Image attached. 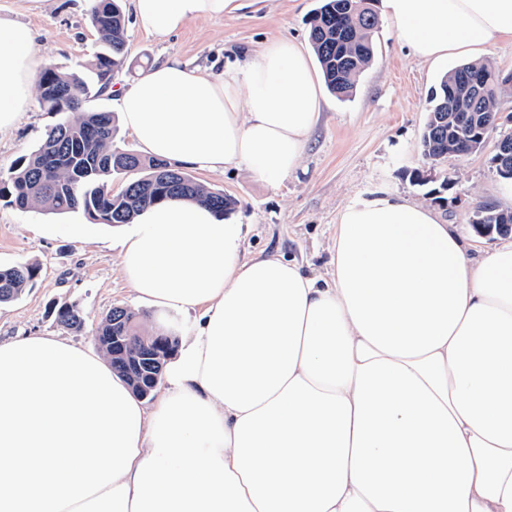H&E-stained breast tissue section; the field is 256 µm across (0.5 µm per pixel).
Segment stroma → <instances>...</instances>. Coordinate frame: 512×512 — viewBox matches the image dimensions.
Returning <instances> with one entry per match:
<instances>
[{
  "label": "stroma",
  "mask_w": 512,
  "mask_h": 512,
  "mask_svg": "<svg viewBox=\"0 0 512 512\" xmlns=\"http://www.w3.org/2000/svg\"><path fill=\"white\" fill-rule=\"evenodd\" d=\"M320 0H247L246 7L221 19H204L176 35L158 38L135 22L133 0H123L127 57L112 78L111 92L90 98L87 106L117 112L119 93L128 89L150 65L177 55L206 72L218 74L254 57L277 38L307 42L309 21ZM94 0H0V11L27 23L37 36V67L75 71L100 46L91 24ZM375 58L361 74L351 98L322 93V109L297 167L287 176L266 179L244 166L227 172H195L198 183L235 199L231 222L242 225L247 255L277 254L297 261L305 272H330L331 251L340 211L378 192L397 194L433 208L446 223L458 225L479 246L470 223L477 204L512 207V182L498 176L493 145L468 157H451L426 168L420 138L427 118L428 97L454 60L429 64L400 42L389 21L375 35ZM44 111L38 93L11 129L0 132V173H8L28 156L60 122ZM427 169L430 182H412L414 169ZM452 185L442 200L428 197V188L443 178ZM90 224L80 239L72 226ZM109 226L89 221L83 212L56 215L39 209L20 210L0 200V266L39 264L41 275L21 298L0 304V341L40 334L58 336L83 348H95L101 319L115 307L135 313L141 333L189 335L194 317L161 311L139 301L121 271V257L108 239ZM77 308L80 329L59 326L54 306Z\"/></svg>",
  "instance_id": "stroma-1"
}]
</instances>
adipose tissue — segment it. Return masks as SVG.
Returning a JSON list of instances; mask_svg holds the SVG:
<instances>
[{"label":"adipose tissue","mask_w":512,"mask_h":512,"mask_svg":"<svg viewBox=\"0 0 512 512\" xmlns=\"http://www.w3.org/2000/svg\"><path fill=\"white\" fill-rule=\"evenodd\" d=\"M242 0H133L164 38ZM422 60L512 41V0H381ZM35 35L0 15V130L28 104ZM321 106L307 51L213 75L180 57L120 98L151 157L287 174ZM138 299L195 313L154 408L102 357L0 342V512H512V241L475 248L393 194L338 215L328 277L246 256L185 199L113 239Z\"/></svg>","instance_id":"obj_1"}]
</instances>
